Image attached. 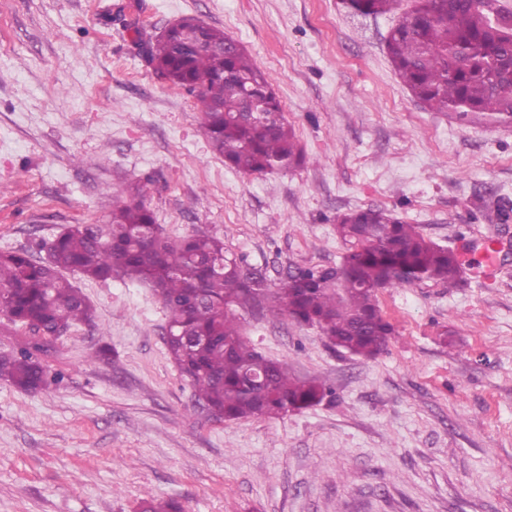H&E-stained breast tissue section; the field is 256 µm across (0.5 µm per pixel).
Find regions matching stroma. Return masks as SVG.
Listing matches in <instances>:
<instances>
[{"instance_id":"35a3bbf8","label":"stroma","mask_w":512,"mask_h":512,"mask_svg":"<svg viewBox=\"0 0 512 512\" xmlns=\"http://www.w3.org/2000/svg\"><path fill=\"white\" fill-rule=\"evenodd\" d=\"M378 17L340 0H0V251L47 255L72 224L104 223L139 188L163 233L224 241L276 283L333 266L335 219L394 211L495 272L378 294L394 326L358 358L288 317L242 332L332 391L284 416L218 421L195 406L164 343L154 289L71 282L94 308L44 356L48 388L0 381V512H512V124L419 104ZM194 16L269 72L305 165L225 166L193 94L158 78L135 40ZM109 346L110 359L98 358Z\"/></svg>"}]
</instances>
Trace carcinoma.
<instances>
[{"label":"carcinoma","instance_id":"carcinoma-1","mask_svg":"<svg viewBox=\"0 0 512 512\" xmlns=\"http://www.w3.org/2000/svg\"><path fill=\"white\" fill-rule=\"evenodd\" d=\"M341 2L355 15L378 16L399 0ZM490 11L491 0H413L389 31L393 69L426 109L512 123V17L494 20ZM144 54L160 78L196 94L212 150L225 164L259 175L306 162L285 125L273 78L223 30L183 17L146 41ZM115 195L108 223L66 228L46 259L28 249L0 252V312L37 333L18 351L0 355L1 381L25 391L45 388L41 355L92 319L87 297L64 273L99 282L120 277L150 285L161 298L168 353L202 410L226 420L285 415L320 404L327 391L259 352L241 334L236 309L286 315L318 328L330 347L371 359L394 335L379 290L461 280L453 249L391 211L368 207L336 217L345 245L338 265L290 269L271 286L261 269L226 255L213 235H163L139 190ZM141 512L183 510L175 499L151 498Z\"/></svg>","mask_w":512,"mask_h":512}]
</instances>
